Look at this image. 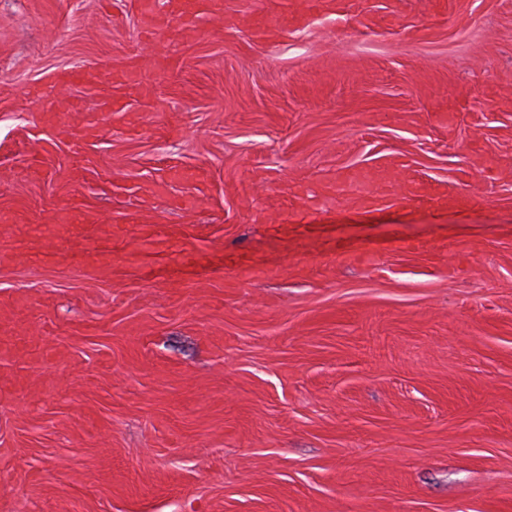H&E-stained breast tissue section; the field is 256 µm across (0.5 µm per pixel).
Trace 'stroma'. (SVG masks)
Returning a JSON list of instances; mask_svg holds the SVG:
<instances>
[{
	"label": "stroma",
	"instance_id": "35a3bbf8",
	"mask_svg": "<svg viewBox=\"0 0 512 512\" xmlns=\"http://www.w3.org/2000/svg\"><path fill=\"white\" fill-rule=\"evenodd\" d=\"M165 8L0 0V512H512V0ZM216 0H168L164 16H158L154 28L168 36L176 32V25L193 23L202 14L213 11Z\"/></svg>",
	"mask_w": 512,
	"mask_h": 512
}]
</instances>
